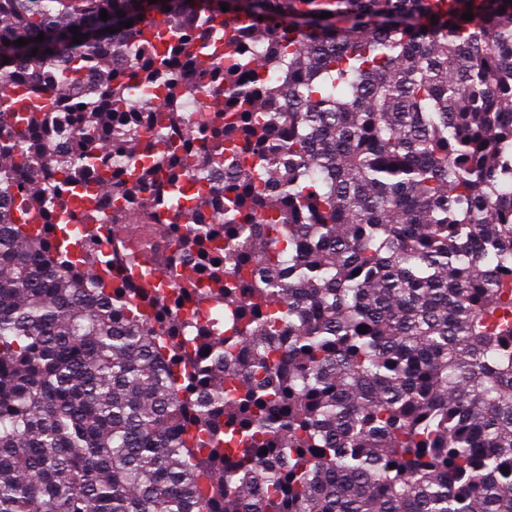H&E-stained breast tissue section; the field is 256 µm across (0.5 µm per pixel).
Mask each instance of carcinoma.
Returning a JSON list of instances; mask_svg holds the SVG:
<instances>
[{"label":"carcinoma","instance_id":"cac0c4a2","mask_svg":"<svg viewBox=\"0 0 512 512\" xmlns=\"http://www.w3.org/2000/svg\"><path fill=\"white\" fill-rule=\"evenodd\" d=\"M3 79L0 512H512V3L0 0Z\"/></svg>","mask_w":512,"mask_h":512}]
</instances>
